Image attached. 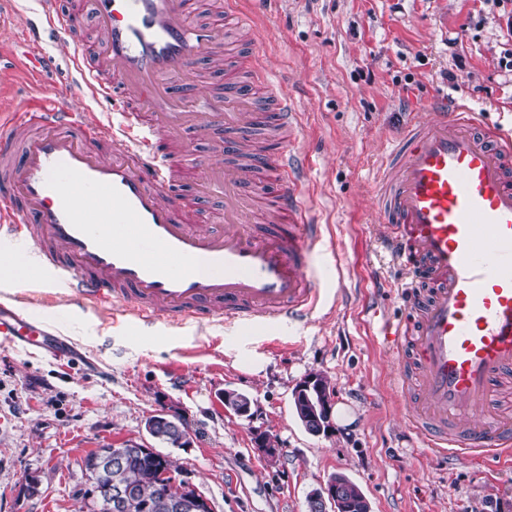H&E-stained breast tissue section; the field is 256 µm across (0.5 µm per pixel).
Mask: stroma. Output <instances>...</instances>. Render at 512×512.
Returning <instances> with one entry per match:
<instances>
[{"instance_id":"stroma-1","label":"stroma","mask_w":512,"mask_h":512,"mask_svg":"<svg viewBox=\"0 0 512 512\" xmlns=\"http://www.w3.org/2000/svg\"><path fill=\"white\" fill-rule=\"evenodd\" d=\"M261 36L224 40L267 70L302 119L295 149L305 159L304 204L320 226L314 276L320 299L307 325L242 335L206 322L147 325L125 303L95 307L70 292L13 279L0 294L49 315L75 351L52 355L0 344V506L8 512H88L81 461L134 441L173 462L213 512H309L308 497L340 474L370 512H512V462L427 454L388 393L391 364L382 318H396L386 232L373 209V173L407 113L438 94L484 113L512 133V71L501 67L511 34L492 0H242ZM57 67L32 79L17 68L0 81V107L32 93L79 112L70 47L51 43ZM454 81H447V74ZM323 376L331 428L312 435L293 407L295 386ZM235 389L252 418L222 402ZM183 418L189 441L152 439L157 411ZM267 436L273 452L258 444ZM35 478L38 490L23 485Z\"/></svg>"}]
</instances>
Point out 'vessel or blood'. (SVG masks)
<instances>
[{
	"label": "vessel or blood",
	"mask_w": 512,
	"mask_h": 512,
	"mask_svg": "<svg viewBox=\"0 0 512 512\" xmlns=\"http://www.w3.org/2000/svg\"><path fill=\"white\" fill-rule=\"evenodd\" d=\"M36 2L24 20L29 60L44 41L68 40L83 93L110 102L114 117L41 97L0 114V243L25 250L30 279L97 305L128 302L152 324L206 320L251 332L308 322L319 235L303 204L287 94H275L269 112L224 114L208 87H196L203 125L224 127V225L200 223L201 199L169 193L166 144L180 145L183 178L203 182L214 171L180 140L178 90L201 61L223 78L228 103L251 99L265 74L241 80L222 24L193 21V0ZM81 18L100 32L96 55L76 36ZM224 18L241 40L255 39L240 0H224ZM429 112L390 144L374 195L405 309L382 326L391 380L426 448L511 460L512 411L500 401L512 396V136L444 99ZM261 126L280 141L275 155L253 147ZM270 181L277 194L262 230L242 231V197L260 199ZM0 341L49 353L68 345L15 296H0Z\"/></svg>",
	"instance_id": "1"
}]
</instances>
